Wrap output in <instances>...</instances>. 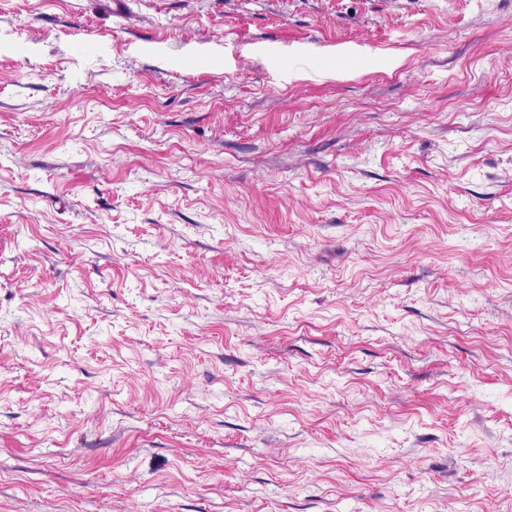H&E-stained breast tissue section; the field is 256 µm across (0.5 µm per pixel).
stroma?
<instances>
[{"label":"stroma","mask_w":512,"mask_h":512,"mask_svg":"<svg viewBox=\"0 0 512 512\" xmlns=\"http://www.w3.org/2000/svg\"><path fill=\"white\" fill-rule=\"evenodd\" d=\"M0 0V512H512V0Z\"/></svg>","instance_id":"stroma-1"}]
</instances>
